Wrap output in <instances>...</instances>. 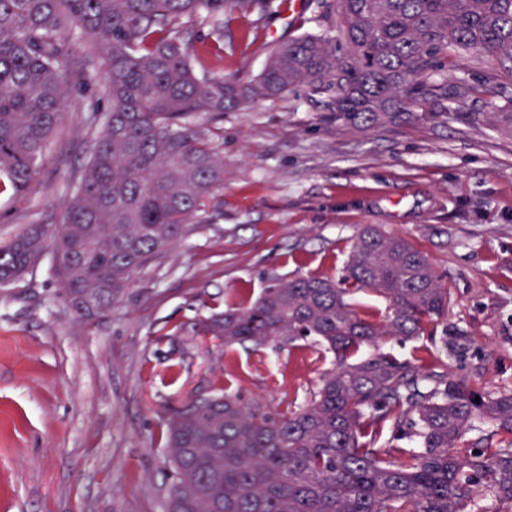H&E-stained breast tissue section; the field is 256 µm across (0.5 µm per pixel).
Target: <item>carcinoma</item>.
Returning a JSON list of instances; mask_svg holds the SVG:
<instances>
[{
    "instance_id": "1",
    "label": "carcinoma",
    "mask_w": 512,
    "mask_h": 512,
    "mask_svg": "<svg viewBox=\"0 0 512 512\" xmlns=\"http://www.w3.org/2000/svg\"><path fill=\"white\" fill-rule=\"evenodd\" d=\"M275 0H0V177L28 192L72 103V83L103 73L81 119L90 157L69 187L63 232L50 219L0 243V284L49 247L73 307H112L165 255L224 187L211 147L228 107L297 88L329 121L393 122L471 94L448 81V56L474 50L512 76V0H334L336 35L274 45L249 81L209 72L224 55V14L258 26ZM210 115L212 126L191 118ZM368 292L385 310L355 301ZM452 296L409 240L360 226L340 277L278 276L253 301H225L201 331L224 343L294 345L315 337L335 356L302 405H243L232 381L192 397L165 422L173 482L166 512H488L512 506V391L492 394L439 358L378 351L392 337L430 336ZM480 401H475V398ZM491 429L477 444L476 423ZM416 438L419 447L402 444Z\"/></svg>"
}]
</instances>
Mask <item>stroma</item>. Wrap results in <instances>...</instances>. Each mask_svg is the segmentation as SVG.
<instances>
[{
  "instance_id": "1",
  "label": "stroma",
  "mask_w": 512,
  "mask_h": 512,
  "mask_svg": "<svg viewBox=\"0 0 512 512\" xmlns=\"http://www.w3.org/2000/svg\"><path fill=\"white\" fill-rule=\"evenodd\" d=\"M332 0L281 8L253 27L224 19L225 78L252 79L275 41L317 33ZM474 92L445 120L369 130L325 123L305 90L224 113L212 139L224 187L192 230L139 273L112 309L80 320L53 253L0 286V512H164L172 484L165 420L228 369L242 401L286 411L317 389L333 357L299 346L238 347L198 328L226 297L256 298L272 276H338L358 225L414 243L447 284L449 334L390 339L401 356H447L492 392L512 390V79L476 53L448 59ZM93 95L75 91L29 192L0 188V240L33 218L62 222L65 186L89 150L76 127Z\"/></svg>"
}]
</instances>
